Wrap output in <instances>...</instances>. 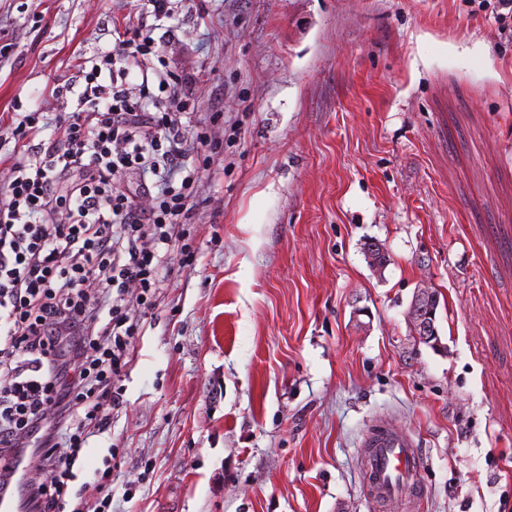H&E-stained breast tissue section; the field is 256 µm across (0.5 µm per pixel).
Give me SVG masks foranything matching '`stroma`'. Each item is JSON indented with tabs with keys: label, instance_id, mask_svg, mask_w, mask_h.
Returning a JSON list of instances; mask_svg holds the SVG:
<instances>
[{
	"label": "stroma",
	"instance_id": "stroma-1",
	"mask_svg": "<svg viewBox=\"0 0 512 512\" xmlns=\"http://www.w3.org/2000/svg\"><path fill=\"white\" fill-rule=\"evenodd\" d=\"M144 7L0 0V113L59 138L74 97L52 88L82 90L80 62ZM160 30L223 147L85 497L111 455L112 512H512V45L462 0H187ZM421 288L437 350L408 318ZM379 420L417 441L422 493H366Z\"/></svg>",
	"mask_w": 512,
	"mask_h": 512
}]
</instances>
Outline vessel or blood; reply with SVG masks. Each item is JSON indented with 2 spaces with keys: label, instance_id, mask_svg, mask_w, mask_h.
<instances>
[{
  "label": "vessel or blood",
  "instance_id": "vessel-or-blood-1",
  "mask_svg": "<svg viewBox=\"0 0 512 512\" xmlns=\"http://www.w3.org/2000/svg\"><path fill=\"white\" fill-rule=\"evenodd\" d=\"M361 466L367 492L379 502L398 499L405 488L421 484L423 464L416 443L385 421L366 430Z\"/></svg>",
  "mask_w": 512,
  "mask_h": 512
}]
</instances>
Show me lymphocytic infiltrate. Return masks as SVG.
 <instances>
[{"label":"lymphocytic infiltrate","instance_id":"lymphocytic-infiltrate-1","mask_svg":"<svg viewBox=\"0 0 512 512\" xmlns=\"http://www.w3.org/2000/svg\"><path fill=\"white\" fill-rule=\"evenodd\" d=\"M148 2L91 58L61 137L38 143L40 113L22 112L0 154V497L17 512H65L88 438L120 405L112 380L156 306L164 254L197 259L195 174L220 144L190 122L191 81L153 64L152 22L183 0ZM33 465L43 480L26 479Z\"/></svg>","mask_w":512,"mask_h":512}]
</instances>
